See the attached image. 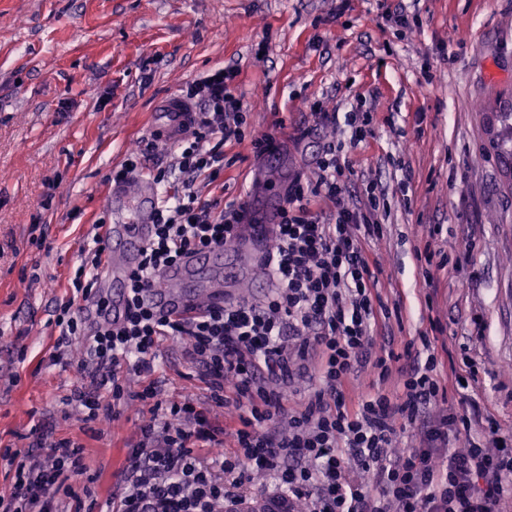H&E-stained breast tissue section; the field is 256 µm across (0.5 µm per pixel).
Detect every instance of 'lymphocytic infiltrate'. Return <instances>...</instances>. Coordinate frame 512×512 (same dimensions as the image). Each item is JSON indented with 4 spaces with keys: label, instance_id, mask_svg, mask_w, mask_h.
Here are the masks:
<instances>
[{
    "label": "lymphocytic infiltrate",
    "instance_id": "obj_1",
    "mask_svg": "<svg viewBox=\"0 0 512 512\" xmlns=\"http://www.w3.org/2000/svg\"><path fill=\"white\" fill-rule=\"evenodd\" d=\"M233 74L216 70L193 82L188 94L200 99L193 141L181 143L173 169L153 174L159 184L178 179L157 205L155 231L134 271L123 322L89 327L73 312L76 300L95 295L105 236L95 232L70 282L71 298L56 309L59 344L80 340V382L67 399L86 420L119 417L126 397L162 412L161 421L139 426L126 485L111 495L112 512H225L252 496L251 480L273 479L267 495L301 502L303 512H504L512 486V430L494 418L472 421L440 408L448 392L465 393L479 373L476 360L436 374L439 364L429 337L396 347L395 336H375L378 276L364 248L383 237L381 192L367 184L366 203L350 207L348 147L370 134L367 112L348 113L350 140L325 142L316 160L317 177L296 175L280 209V222L262 258L272 284L262 301L245 299L205 308L187 319L155 314L140 295L157 273L191 249L233 243L242 204H218L193 191L198 178L224 172V148L250 143L256 155L279 150L270 135L247 139V114L227 86ZM328 200L334 213L312 211ZM183 343V357L206 384L211 405L234 403L238 415L233 453H224V429L194 399L161 398L155 384L129 392L128 375L154 367L161 338ZM318 353L321 388L297 410H288L293 361ZM367 367L379 384L351 394V378ZM398 377L402 388L384 389ZM110 390L111 402L100 394ZM413 431L417 448L393 456L398 434ZM479 431V441L462 449L461 435ZM12 492L0 497V512H101L82 444L55 438L39 426L26 453L0 448Z\"/></svg>",
    "mask_w": 512,
    "mask_h": 512
}]
</instances>
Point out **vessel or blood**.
Returning a JSON list of instances; mask_svg holds the SVG:
<instances>
[{"label": "vessel or blood", "instance_id": "b4317fda", "mask_svg": "<svg viewBox=\"0 0 512 512\" xmlns=\"http://www.w3.org/2000/svg\"><path fill=\"white\" fill-rule=\"evenodd\" d=\"M196 121L191 104L170 96L153 114L154 135L174 141L190 131ZM102 207L112 217L107 236L106 261L99 274V289L107 304L94 310L99 321L120 322L125 314L130 275L137 267L142 251L152 237L154 227V189L149 180H141L137 193L126 186H112L101 199ZM247 223L237 246L247 249L251 260L263 257L266 245L278 222L276 209H266L263 216L247 210ZM228 250L221 244L184 255L177 263L163 269L159 275L163 285L148 290L146 305L162 315L188 316L202 305L220 306L232 298L225 281L240 280L241 268H225Z\"/></svg>", "mask_w": 512, "mask_h": 512}]
</instances>
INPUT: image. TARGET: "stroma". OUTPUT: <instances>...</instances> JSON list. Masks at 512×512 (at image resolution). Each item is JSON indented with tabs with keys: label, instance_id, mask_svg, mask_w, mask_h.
<instances>
[{
	"label": "stroma",
	"instance_id": "stroma-1",
	"mask_svg": "<svg viewBox=\"0 0 512 512\" xmlns=\"http://www.w3.org/2000/svg\"><path fill=\"white\" fill-rule=\"evenodd\" d=\"M404 6L414 13L402 27ZM219 67L235 72L248 139L274 135L279 163L249 143L228 147L223 176L195 190L284 203L293 177H315L322 144L346 132L344 114L372 113L347 193L385 191L384 235L364 243L380 299L406 340L439 318L436 346L480 364L460 411L512 427V172L490 145L499 113L512 112V0H0V448L27 450L49 421L83 444L100 500L122 485L126 444L152 414L129 400L117 420L88 423L67 406L82 345L50 363L51 319L104 216L113 168L133 149L150 171L171 161L148 126L156 101ZM315 101L338 113L336 126L295 143ZM424 248L461 258L433 291L416 259ZM152 381L174 400L207 394L167 338L154 372L129 385Z\"/></svg>",
	"mask_w": 512,
	"mask_h": 512
}]
</instances>
